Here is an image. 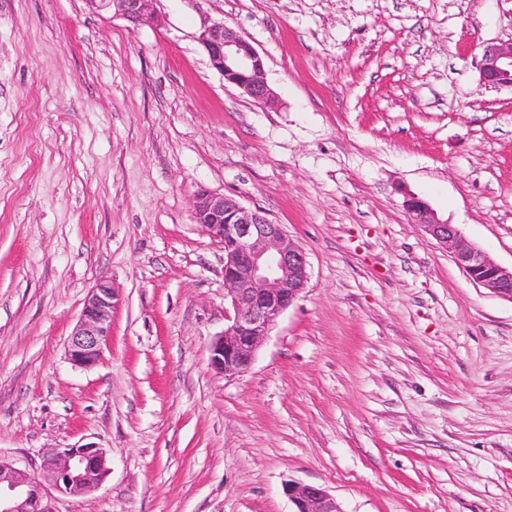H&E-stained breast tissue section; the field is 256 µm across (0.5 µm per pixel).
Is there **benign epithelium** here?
Masks as SVG:
<instances>
[{"mask_svg": "<svg viewBox=\"0 0 512 512\" xmlns=\"http://www.w3.org/2000/svg\"><path fill=\"white\" fill-rule=\"evenodd\" d=\"M85 2L96 13L110 10L138 25L149 16L152 0ZM200 40L224 82L258 102L272 99L263 59L243 36L219 21L206 27ZM479 72L481 86L512 89V41L486 44ZM403 206L413 223L441 244L470 280L512 302V267L490 259L414 194L404 192ZM193 211L196 223L224 246L225 297L233 311L224 333L211 343L210 364L226 378L240 376L250 368L279 317L306 288L310 277L307 254L284 225L259 209L244 206L234 196L201 189L194 197ZM116 300V290L105 280L91 288L66 344L72 365L88 368L99 362L112 333ZM109 473L106 451L92 443L47 452L38 476L0 457V512H51L44 503L47 488L69 496H89ZM285 492L294 512H340L334 497L321 486L290 483Z\"/></svg>", "mask_w": 512, "mask_h": 512, "instance_id": "obj_1", "label": "benign epithelium"}]
</instances>
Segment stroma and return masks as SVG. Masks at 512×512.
Masks as SVG:
<instances>
[{
    "label": "stroma",
    "mask_w": 512,
    "mask_h": 512,
    "mask_svg": "<svg viewBox=\"0 0 512 512\" xmlns=\"http://www.w3.org/2000/svg\"><path fill=\"white\" fill-rule=\"evenodd\" d=\"M0 0V456L92 443L112 472L54 512H512V303L414 224L426 200L512 265V91L479 82L512 0ZM221 21L272 102L224 82ZM285 226L310 279L227 378L224 248L199 189ZM118 292L101 360L65 343ZM85 2L96 13L112 8L114 14L122 16L133 25H138L149 16L152 0H85ZM200 40L210 64L224 79L258 102L272 99V90L264 79V62L257 50L238 32L214 22L206 27ZM285 492L295 506L293 512H341L322 486L288 483Z\"/></svg>",
    "instance_id": "stroma-1"
}]
</instances>
